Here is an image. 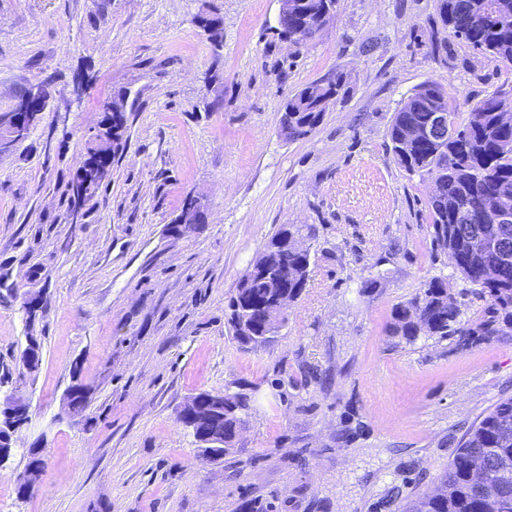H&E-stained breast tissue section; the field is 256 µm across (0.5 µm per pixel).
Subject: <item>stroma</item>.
Segmentation results:
<instances>
[{"label": "stroma", "mask_w": 512, "mask_h": 512, "mask_svg": "<svg viewBox=\"0 0 512 512\" xmlns=\"http://www.w3.org/2000/svg\"><path fill=\"white\" fill-rule=\"evenodd\" d=\"M279 0H0V113L45 85L30 137L0 153V399L29 404L0 464V512H400L433 490L463 433L512 397V337L460 352L397 343L393 307L433 277L463 286L434 248L427 182L389 148L392 117L434 80L459 103L512 93V65L449 39L437 0H336L295 46ZM220 17L223 41L199 25ZM343 74L306 138L289 96ZM127 102L126 146L106 189L68 192L103 105ZM202 224L174 238L187 196ZM284 224L313 228L306 288L271 344L249 349L224 308ZM43 308L35 323L27 292ZM42 361L25 370L27 334ZM89 391L69 415L73 383ZM252 388L232 454L201 458L177 421L199 392ZM37 486L19 494L26 447Z\"/></svg>", "instance_id": "35a3bbf8"}]
</instances>
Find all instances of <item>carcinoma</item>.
Segmentation results:
<instances>
[{"instance_id": "obj_1", "label": "carcinoma", "mask_w": 512, "mask_h": 512, "mask_svg": "<svg viewBox=\"0 0 512 512\" xmlns=\"http://www.w3.org/2000/svg\"><path fill=\"white\" fill-rule=\"evenodd\" d=\"M296 11L279 16L276 34L293 36L302 28L319 32L317 12L335 0H288ZM439 17L447 37L465 41L473 50L512 64V0H439ZM343 75L312 82L288 98L281 131L290 140L310 135L337 98ZM448 109L456 136L436 145L424 136L410 137L429 124L434 104ZM512 99L500 91L485 95L464 112L451 103L442 84L427 81L414 89L394 113L388 137L398 165L408 175L435 179L440 192L426 206L436 248L455 252L462 298L484 302L476 315L461 320L459 300L448 302L444 279L434 277L413 297L395 305L390 336L413 344L421 336L451 340L456 350L512 336V224L494 225L490 210L503 197L512 198V123L504 111ZM125 111L107 116L89 137L87 153L114 159L125 146ZM303 227L282 226L265 244L227 301L225 318L235 339L253 347L269 332V310L283 295L298 298L309 277L310 256L297 252L292 239ZM251 395L241 388L225 394L224 419L210 432L224 439V453L235 448L240 424L246 423ZM512 457V397L499 400L462 435L439 479L437 490L410 500L401 512H512V482L491 500L480 492V474L469 467L477 455Z\"/></svg>"}]
</instances>
